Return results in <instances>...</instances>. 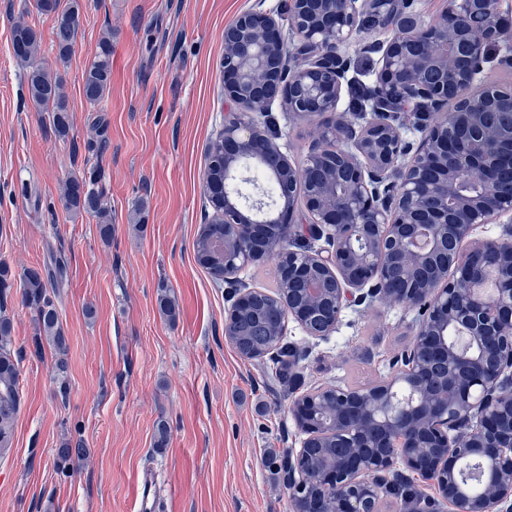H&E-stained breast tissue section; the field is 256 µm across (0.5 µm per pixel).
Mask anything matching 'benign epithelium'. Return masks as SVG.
Here are the masks:
<instances>
[{
  "label": "benign epithelium",
  "mask_w": 512,
  "mask_h": 512,
  "mask_svg": "<svg viewBox=\"0 0 512 512\" xmlns=\"http://www.w3.org/2000/svg\"><path fill=\"white\" fill-rule=\"evenodd\" d=\"M503 2L448 0L425 22L412 0H288L286 31L260 11L224 27L233 105L221 135L224 195L208 181L203 192L224 228V281L272 258L281 283L273 293L235 289L225 339L237 343L235 321L261 302L281 305L279 335L292 319L313 339L338 331L350 308L388 300L419 310L399 372L364 389L321 384L290 404L303 435L283 465L295 512H379L382 480L398 464L433 481L451 512H512V189L498 185L512 144L477 119L512 97V86L482 80L490 43L512 69ZM367 17L386 33L364 46L379 55L375 86L402 106L428 104L433 123L412 110L392 119L340 110L346 47ZM276 102L318 122L301 164L267 128ZM252 170L278 186L273 209L258 192L257 219L233 187ZM504 216L498 236L474 237ZM269 224L280 227L273 246ZM307 234L328 248L299 245Z\"/></svg>",
  "instance_id": "7a95c632"
}]
</instances>
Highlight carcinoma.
Here are the masks:
<instances>
[{
    "label": "carcinoma",
    "mask_w": 512,
    "mask_h": 512,
    "mask_svg": "<svg viewBox=\"0 0 512 512\" xmlns=\"http://www.w3.org/2000/svg\"><path fill=\"white\" fill-rule=\"evenodd\" d=\"M39 12L54 17V42L58 61L65 65L69 62L78 34L80 0H71L70 6L59 10V0H36ZM12 54L22 67L28 98L39 112L49 113L54 131L60 137L68 135L71 127V115L61 76L38 63L40 39L37 32L27 22L19 21L12 27ZM112 31L104 32L98 42L97 52L91 64L85 69L82 90L85 98L95 104L102 101L111 82ZM378 97L373 85L358 84L352 95L351 110L363 111L368 101ZM480 121L496 129L502 141L512 142V118L504 106H497L480 115ZM67 212L87 213L97 218L101 237L108 241L112 238V216L106 200V192L101 184V174L95 168L82 177L67 180L61 193ZM197 257H205L208 263L204 268L217 281L224 272V240L211 235L206 226H200L194 241ZM64 280L60 262L52 257L50 263L42 269L28 268L20 276L22 300L36 312V336L45 337L59 356L55 368L59 375L66 373L65 354L68 338L59 321L56 305L48 294L47 284L59 288ZM161 313L170 321L179 316L176 299L164 291L158 296ZM238 345L241 350L255 356L259 355L271 343L279 340L277 336H254L246 324L239 325ZM13 321L0 309V449L10 448L13 443V425L20 408L19 364L13 355ZM87 449L81 444L66 443L58 449L57 465L66 467L83 460Z\"/></svg>",
    "instance_id": "1"
}]
</instances>
